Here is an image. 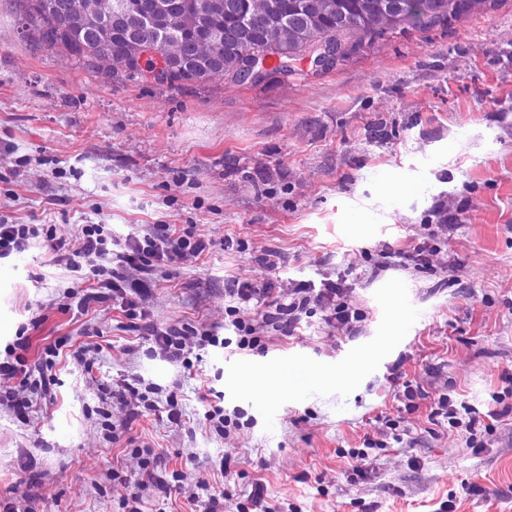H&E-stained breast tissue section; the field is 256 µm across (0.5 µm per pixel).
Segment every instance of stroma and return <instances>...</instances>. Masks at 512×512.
Instances as JSON below:
<instances>
[{
  "instance_id": "35a3bbf8",
  "label": "stroma",
  "mask_w": 512,
  "mask_h": 512,
  "mask_svg": "<svg viewBox=\"0 0 512 512\" xmlns=\"http://www.w3.org/2000/svg\"><path fill=\"white\" fill-rule=\"evenodd\" d=\"M19 12L0 0V224L46 233L0 261V354L27 338L51 386L24 414L0 405V507L208 512L204 482L219 512H512V414L486 417L512 388V0L389 30L325 70L303 60L283 75L272 56L262 83L178 88L106 85ZM81 224L120 244L152 224L207 241L156 270L151 323L199 334L223 326L231 281L331 279L361 330L317 309L293 335L263 329V350L192 344L174 365L117 299L82 309L70 295L47 237L75 243ZM433 224L450 227L456 275L385 267V247ZM394 310L413 325L390 343ZM124 384L156 389L157 409L111 396ZM442 394L474 410L472 426L433 416ZM217 406L230 435L205 419ZM143 459L181 481L125 484Z\"/></svg>"
}]
</instances>
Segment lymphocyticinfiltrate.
Returning <instances> with one entry per match:
<instances>
[{"label": "lymphocytic infiltrate", "mask_w": 512, "mask_h": 512, "mask_svg": "<svg viewBox=\"0 0 512 512\" xmlns=\"http://www.w3.org/2000/svg\"><path fill=\"white\" fill-rule=\"evenodd\" d=\"M77 242L74 252L57 254V261L75 272L76 284L90 282L97 289L118 294L124 315L132 322L148 317L140 297L145 276L162 265L188 255H200L207 249L204 239L178 232L168 224L153 225L142 237L118 249L114 248L112 231L106 225L83 224L77 229ZM131 271L136 274L132 280L127 277ZM224 299L227 303L224 325L233 329L237 346L242 350L260 347L259 332L263 328L272 326L291 332L303 315L318 308L327 311L328 322L340 329L353 330L360 320L346 289L332 280L317 285L304 282L277 296L270 289L235 280L225 288ZM26 348L25 341H18L0 359V379L18 381L16 390L4 394L7 403L13 406L27 405L28 394H43L48 390L45 376L28 370L22 355Z\"/></svg>", "instance_id": "lymphocytic-infiltrate-1"}]
</instances>
